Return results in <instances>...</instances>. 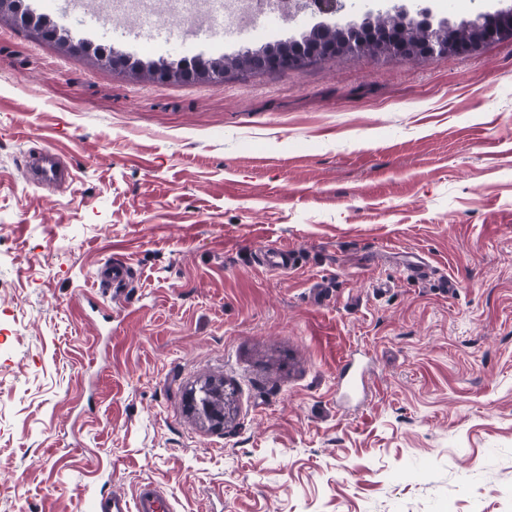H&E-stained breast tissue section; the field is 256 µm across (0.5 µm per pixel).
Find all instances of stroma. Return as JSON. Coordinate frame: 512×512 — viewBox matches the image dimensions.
Listing matches in <instances>:
<instances>
[{
	"instance_id": "1",
	"label": "stroma",
	"mask_w": 512,
	"mask_h": 512,
	"mask_svg": "<svg viewBox=\"0 0 512 512\" xmlns=\"http://www.w3.org/2000/svg\"><path fill=\"white\" fill-rule=\"evenodd\" d=\"M41 144L73 182L31 184ZM0 462V512L145 481L174 512H512V37L169 84L1 25ZM129 273L130 267L124 261L103 262L97 268L96 281L100 285L112 286L115 292L125 284Z\"/></svg>"
}]
</instances>
